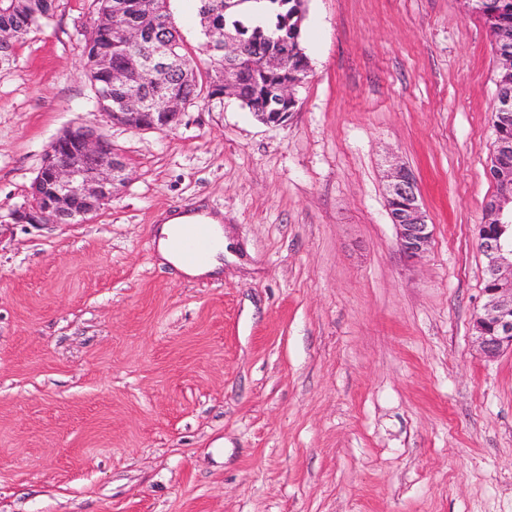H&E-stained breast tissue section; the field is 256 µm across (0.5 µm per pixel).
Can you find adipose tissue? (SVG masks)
I'll return each mask as SVG.
<instances>
[{"label": "adipose tissue", "mask_w": 512, "mask_h": 512, "mask_svg": "<svg viewBox=\"0 0 512 512\" xmlns=\"http://www.w3.org/2000/svg\"><path fill=\"white\" fill-rule=\"evenodd\" d=\"M201 226L212 238L210 257L201 265L186 264L181 258L180 243ZM155 235L160 257L185 276L210 278L216 276L224 265V230L215 218L204 214L175 215L156 226Z\"/></svg>", "instance_id": "obj_1"}]
</instances>
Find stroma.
<instances>
[{"label":"stroma","mask_w":512,"mask_h":512,"mask_svg":"<svg viewBox=\"0 0 512 512\" xmlns=\"http://www.w3.org/2000/svg\"><path fill=\"white\" fill-rule=\"evenodd\" d=\"M0 77V512H512V353L486 360L479 246L497 59L469 0H307L288 123L232 97L170 130L90 106L93 0H58ZM198 66L196 0H167ZM86 124L127 163L81 224H17ZM409 166L417 261L386 207ZM224 269L160 263L173 212ZM386 206L395 226L399 251L408 260H417L429 250L433 224L418 195L416 178L405 164H394L387 174ZM199 225H204L212 238L213 246L206 263L189 265L182 260L180 253V243L184 238L190 235L183 245V258L188 263L203 262L209 250L207 233L198 228ZM155 235L160 257L187 277H216L224 267V228L215 218L204 214L175 215L163 224H158Z\"/></svg>","instance_id":"1"}]
</instances>
